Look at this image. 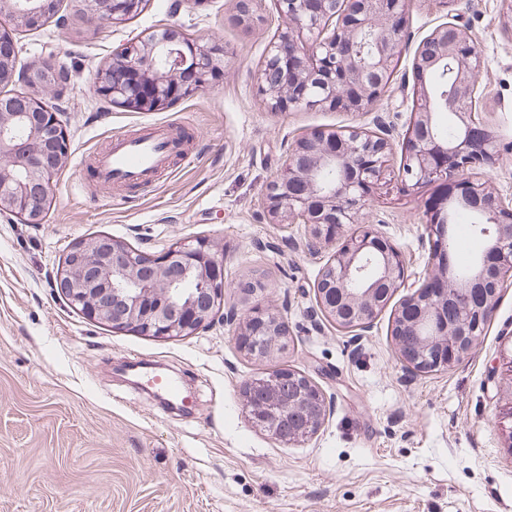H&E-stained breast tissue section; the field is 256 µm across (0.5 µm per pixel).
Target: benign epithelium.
Listing matches in <instances>:
<instances>
[{"instance_id": "benign-epithelium-1", "label": "benign epithelium", "mask_w": 512, "mask_h": 512, "mask_svg": "<svg viewBox=\"0 0 512 512\" xmlns=\"http://www.w3.org/2000/svg\"><path fill=\"white\" fill-rule=\"evenodd\" d=\"M413 0H279L286 21L272 42L263 69H282L277 84L261 83L267 108L371 112L390 84L402 54ZM139 0H90L105 23L120 24ZM52 0H0V84L16 80L49 90L65 80L51 69L17 72L13 32L37 28L53 14ZM454 36L448 37V29ZM426 41L433 52L415 53L416 99L402 138V175L413 185L453 183L451 197L487 219L481 258L460 280L448 253L449 225L434 215L426 225L432 241L426 272L394 313L392 337L399 360L419 371H450L469 358L496 308L499 286L512 276V204L498 199L480 176L497 156V136L480 117V59L467 28L438 25ZM224 51L175 27L112 52L97 70L95 87L116 107L160 109L211 81ZM452 75L445 102L457 121L449 142L435 133L439 104L431 74ZM339 127L314 129L297 138L268 185L265 204L276 221L300 222L315 239L334 240L345 224L361 228L339 245L317 283L321 314L351 331L371 327L400 289L408 287L402 252L378 230L362 224L374 185L395 153L392 133ZM69 139L54 111L29 95H0V214L25 224L43 223L53 181L68 159ZM337 169L336 181L320 175ZM193 282L197 291L185 288ZM57 291L89 320L116 330L157 338L190 336L211 324L224 304V252L206 239L176 242L155 258L101 234L75 245L59 266ZM237 335L251 357L265 358L286 333L283 317L255 307ZM252 422L289 444L313 436L330 413L325 394L308 376L279 367L243 389Z\"/></svg>"}]
</instances>
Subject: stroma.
<instances>
[{
	"mask_svg": "<svg viewBox=\"0 0 512 512\" xmlns=\"http://www.w3.org/2000/svg\"><path fill=\"white\" fill-rule=\"evenodd\" d=\"M147 0L118 25L88 0H60L61 22L14 34L17 69L64 66L59 91L5 85L53 106L70 141L44 223L0 215V512H512V278L473 354L453 370L405 369L391 341L393 308L350 333L324 319L315 288L336 243L278 224L263 195L291 144L317 128L404 133L412 61L439 24L466 26L481 57L480 108L498 155L492 192L512 202V30L505 0H415L394 79L371 112H269L259 92L268 46L285 25L277 0ZM172 25L224 49L211 85L152 112L113 107L94 77L114 50ZM167 123L191 158L137 194L99 188L86 159L112 135ZM385 170L364 221L404 255L409 282L429 258L427 203L437 185L404 190ZM150 256L183 239L224 249V305L265 302L287 331L269 357L235 341L216 315L191 336L161 339L89 321L53 278L78 242L99 235ZM139 361L182 380L196 398L162 410L121 368ZM290 367L323 389L331 412L311 438L283 444L256 427L242 390Z\"/></svg>",
	"mask_w": 512,
	"mask_h": 512,
	"instance_id": "obj_1",
	"label": "stroma"
}]
</instances>
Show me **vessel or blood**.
Segmentation results:
<instances>
[{
    "instance_id": "b4317fda",
    "label": "vessel or blood",
    "mask_w": 512,
    "mask_h": 512,
    "mask_svg": "<svg viewBox=\"0 0 512 512\" xmlns=\"http://www.w3.org/2000/svg\"><path fill=\"white\" fill-rule=\"evenodd\" d=\"M178 150L175 137L164 126L149 134L113 136L111 147L96 158L101 186H139L149 176L164 171L168 158Z\"/></svg>"
}]
</instances>
